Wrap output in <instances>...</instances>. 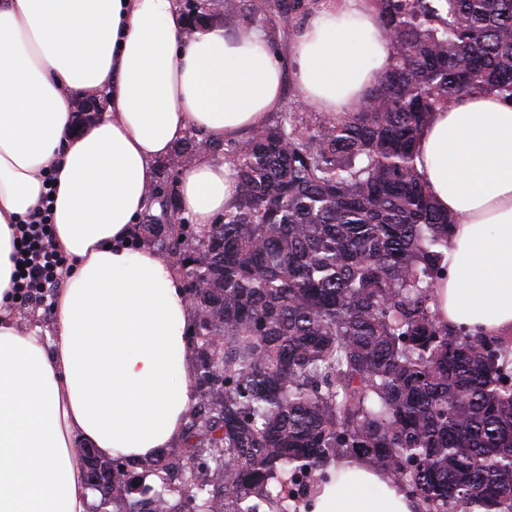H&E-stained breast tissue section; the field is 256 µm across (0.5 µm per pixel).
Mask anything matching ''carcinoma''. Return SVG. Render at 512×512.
I'll use <instances>...</instances> for the list:
<instances>
[{"label":"carcinoma","mask_w":512,"mask_h":512,"mask_svg":"<svg viewBox=\"0 0 512 512\" xmlns=\"http://www.w3.org/2000/svg\"><path fill=\"white\" fill-rule=\"evenodd\" d=\"M374 2L372 109L285 112L237 143L240 196L214 224L171 223L168 167L155 181L144 228L186 246L198 398L182 454L88 464L89 485L112 473L95 512H293L349 458L421 512H512V354L433 310L453 220L414 166L438 109L512 102V0ZM200 13L236 25L226 0Z\"/></svg>","instance_id":"1"}]
</instances>
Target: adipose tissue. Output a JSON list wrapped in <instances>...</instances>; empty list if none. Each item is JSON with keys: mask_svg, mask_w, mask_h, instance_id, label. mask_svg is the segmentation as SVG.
<instances>
[{"mask_svg": "<svg viewBox=\"0 0 512 512\" xmlns=\"http://www.w3.org/2000/svg\"><path fill=\"white\" fill-rule=\"evenodd\" d=\"M188 23L180 0H0V512H90L77 446L139 463L183 433L188 295L164 256L131 243L154 163L197 130L179 203L214 223L240 186L212 146L265 126L288 76L302 104L356 111L390 53L372 0H320L289 41L288 74L258 26ZM101 93L106 112L78 124L71 100ZM414 163L453 219L438 317L512 341V103L466 95L433 113ZM48 166L69 269L45 336L12 313L11 256ZM417 510L391 475L348 461L311 512Z\"/></svg>", "mask_w": 512, "mask_h": 512, "instance_id": "adipose-tissue-1", "label": "adipose tissue"}]
</instances>
